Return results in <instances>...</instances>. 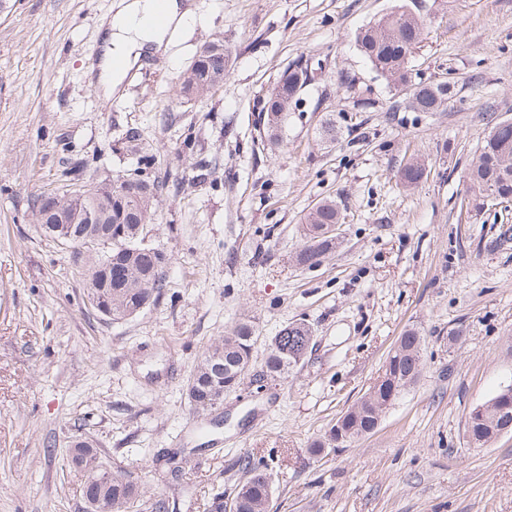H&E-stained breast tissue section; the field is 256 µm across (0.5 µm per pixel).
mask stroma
<instances>
[{
  "label": "stroma",
  "instance_id": "35a3bbf8",
  "mask_svg": "<svg viewBox=\"0 0 512 512\" xmlns=\"http://www.w3.org/2000/svg\"><path fill=\"white\" fill-rule=\"evenodd\" d=\"M111 3L0 0V512H86L76 435L140 486L138 512L158 498L205 512L252 456L270 464L271 512H512V432L481 448L467 432L512 385V205L460 209L493 123L512 120V0H192L195 23L108 98L83 63ZM403 4L426 23L412 77L453 82L447 111H408L355 46ZM218 39L223 85L182 99L181 75ZM300 56L312 80L278 145L258 144L261 102ZM413 159L425 173L408 188ZM142 167L160 185L147 241L168 254L164 287L113 322L87 303V256L45 237L32 206L62 171ZM325 198L345 216L340 244L297 266L301 219ZM245 316L255 359L291 322L313 340L288 378L196 411L199 356ZM410 328L418 380L374 432L312 455Z\"/></svg>",
  "mask_w": 512,
  "mask_h": 512
}]
</instances>
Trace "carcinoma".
Instances as JSON below:
<instances>
[{
  "instance_id": "1",
  "label": "carcinoma",
  "mask_w": 512,
  "mask_h": 512,
  "mask_svg": "<svg viewBox=\"0 0 512 512\" xmlns=\"http://www.w3.org/2000/svg\"><path fill=\"white\" fill-rule=\"evenodd\" d=\"M423 20L406 6L383 16L356 35V47L375 71L396 89L409 92L408 107L414 112H444L451 102L452 86L443 82L422 85L412 82L407 63L422 42ZM204 59L181 76L180 93L187 99L208 94L224 83L230 69V55L214 47L203 46ZM308 60L299 57L288 64L275 86L266 95L261 108L264 138L276 139L288 106L299 103L308 81ZM421 164L412 162L400 170V181L412 186L422 178ZM468 205L481 209L486 205L512 202V123H496L468 173ZM157 201V185L142 172L119 175L112 179V196L107 201V222L92 226L78 224L74 231L97 235L112 231V243L98 249L86 279L87 294L112 312V320H126L155 303L159 297L161 271L167 262L166 252L144 244L146 225L151 220ZM344 222V215L334 199H325L311 207L302 218L304 245L294 261L307 268L317 266L336 248V236L328 234L334 224ZM311 335L301 322H291L279 330L267 344V353L255 377L257 389L262 381H280L301 360L300 337ZM424 338L408 330L397 339L389 352L382 373L375 384L344 415V436H336L331 426L324 439L312 444L318 455L325 448H337L372 433L382 413L424 369L422 360ZM256 345L254 326L248 318L238 320L217 342L201 354L188 380L192 388L190 403L206 411L224 401V394L235 390L254 372L253 353ZM493 396L482 404L481 417L468 418L469 436L482 447L504 426L512 431V408L507 411ZM71 463L85 471V488L92 501L91 512H132L141 491L125 477L112 474L102 465L94 446L76 438L71 443ZM246 478L237 485L231 504H224V492L213 494L212 512H268L272 494L268 463L262 457L248 459Z\"/></svg>"
}]
</instances>
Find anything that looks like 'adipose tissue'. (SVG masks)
Listing matches in <instances>:
<instances>
[{
    "label": "adipose tissue",
    "instance_id": "1",
    "mask_svg": "<svg viewBox=\"0 0 512 512\" xmlns=\"http://www.w3.org/2000/svg\"><path fill=\"white\" fill-rule=\"evenodd\" d=\"M164 8V25L148 20ZM191 0H117L112 12L102 18V52L87 69L92 86L104 95L118 92L129 70L141 61L164 53L171 38L193 20Z\"/></svg>",
    "mask_w": 512,
    "mask_h": 512
}]
</instances>
